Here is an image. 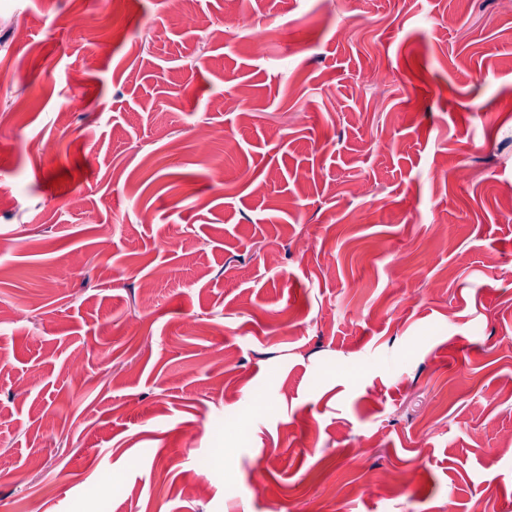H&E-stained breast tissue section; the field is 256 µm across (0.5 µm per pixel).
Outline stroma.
I'll use <instances>...</instances> for the list:
<instances>
[{
	"instance_id": "1",
	"label": "stroma",
	"mask_w": 512,
	"mask_h": 512,
	"mask_svg": "<svg viewBox=\"0 0 512 512\" xmlns=\"http://www.w3.org/2000/svg\"><path fill=\"white\" fill-rule=\"evenodd\" d=\"M195 8L0 0V512H512V16Z\"/></svg>"
}]
</instances>
